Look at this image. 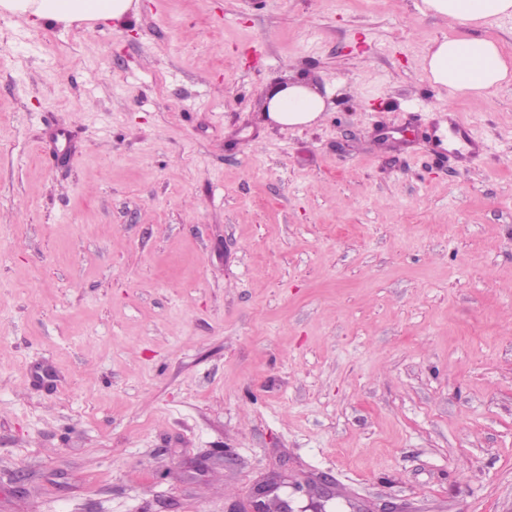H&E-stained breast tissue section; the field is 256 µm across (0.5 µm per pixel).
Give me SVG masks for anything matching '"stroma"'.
I'll return each instance as SVG.
<instances>
[{
	"label": "stroma",
	"instance_id": "obj_1",
	"mask_svg": "<svg viewBox=\"0 0 512 512\" xmlns=\"http://www.w3.org/2000/svg\"><path fill=\"white\" fill-rule=\"evenodd\" d=\"M458 33L422 0L0 15V512L271 478L310 512L323 475L326 512H512V82L430 87ZM293 76L328 111L270 126Z\"/></svg>",
	"mask_w": 512,
	"mask_h": 512
}]
</instances>
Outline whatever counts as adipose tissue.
<instances>
[{"mask_svg":"<svg viewBox=\"0 0 512 512\" xmlns=\"http://www.w3.org/2000/svg\"><path fill=\"white\" fill-rule=\"evenodd\" d=\"M426 11L462 28H478L512 17V0H422ZM133 0H0V11L32 24L111 22L124 24ZM425 80L451 95H486L512 80V67L487 37H444L423 61ZM327 110L325 95L300 80L270 87L263 101L265 118L283 127L312 126Z\"/></svg>","mask_w":512,"mask_h":512,"instance_id":"adipose-tissue-1","label":"adipose tissue"}]
</instances>
